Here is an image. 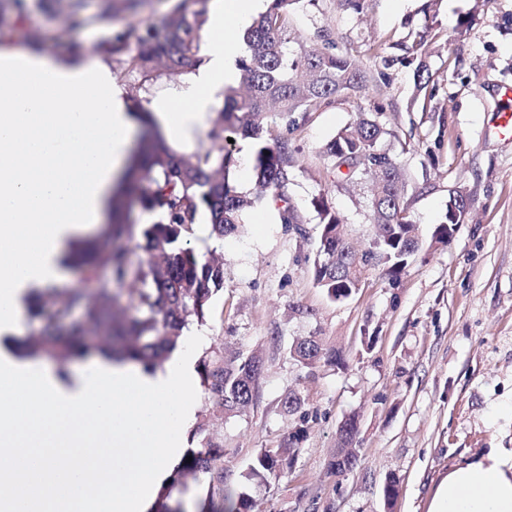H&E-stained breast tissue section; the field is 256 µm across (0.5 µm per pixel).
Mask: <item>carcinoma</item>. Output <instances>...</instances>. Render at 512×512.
Returning a JSON list of instances; mask_svg holds the SVG:
<instances>
[{
	"instance_id": "carcinoma-1",
	"label": "carcinoma",
	"mask_w": 512,
	"mask_h": 512,
	"mask_svg": "<svg viewBox=\"0 0 512 512\" xmlns=\"http://www.w3.org/2000/svg\"><path fill=\"white\" fill-rule=\"evenodd\" d=\"M300 0H271L267 10L248 27L243 40L246 54L238 61L240 86L224 90V105L211 120L207 149L188 157L177 156L151 118L141 116L144 135L132 164L120 181L108 224L98 237L79 241L66 260L77 263L83 281L96 288H48L36 294L30 307L34 317L50 306L52 315L66 317L74 309L82 322L66 337L37 351H50L65 361L96 349L104 356L154 364L169 357L178 339L193 321H202L213 293L224 288V262L213 252L192 245L191 236L205 215L211 233L222 239L239 224L241 213L262 199L243 194L229 183L231 155L224 152V134H240L254 143L253 168L256 185L273 192V201L283 224L301 223L298 210L288 197V141L271 139L260 121L267 112L288 115L317 112L354 90H364L367 79L351 58L333 53L317 43L288 49V21ZM201 12L176 6L161 28L151 24L131 25L105 45V51L127 56L131 70L150 74L163 71L179 75L193 63L199 40ZM388 134L379 124L362 118L350 124L325 145L336 172L347 180L373 171L371 203L372 238L376 249L353 250L345 224L324 198L313 206L321 224L314 279L334 300L349 296L353 285L364 281L370 268L399 273L421 247L413 234V220L404 203L405 182L397 160L378 150ZM136 198L153 215L148 224L126 223V201ZM471 202L463 189L453 192L436 241H448V225L465 223ZM136 301L129 314L114 308L121 295ZM293 354L309 364L324 359L340 361L339 352L329 353L314 338L298 341ZM259 375V361L235 359L208 370L204 384L229 410L247 405ZM358 434L355 419L339 429L337 450L344 455L340 475L357 462ZM189 463H182L177 476L159 499L156 512H182L170 500L185 489L186 479L210 468L212 458L189 450ZM280 469L269 452H260L250 464L246 479L251 485L267 482Z\"/></svg>"
}]
</instances>
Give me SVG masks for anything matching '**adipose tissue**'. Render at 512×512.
Here are the masks:
<instances>
[{
    "mask_svg": "<svg viewBox=\"0 0 512 512\" xmlns=\"http://www.w3.org/2000/svg\"><path fill=\"white\" fill-rule=\"evenodd\" d=\"M259 0H210L206 59L149 110L170 139L193 140L213 94L237 72V30ZM136 120L94 55L49 58L0 45V334H18L31 288L64 277L70 242L99 223L122 176ZM202 335L163 368L99 358L68 375L0 352V512H150L197 413ZM71 462L58 468V449ZM56 486L54 499L42 496ZM429 512H512V464L491 452L449 471Z\"/></svg>",
    "mask_w": 512,
    "mask_h": 512,
    "instance_id": "obj_1",
    "label": "adipose tissue"
}]
</instances>
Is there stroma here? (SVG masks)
Masks as SVG:
<instances>
[{
	"label": "stroma",
	"mask_w": 512,
	"mask_h": 512,
	"mask_svg": "<svg viewBox=\"0 0 512 512\" xmlns=\"http://www.w3.org/2000/svg\"><path fill=\"white\" fill-rule=\"evenodd\" d=\"M0 0V43L36 47L51 57H102L129 106L176 96L184 77L131 71L104 45L129 24L161 25L178 0ZM424 36L420 58L397 44ZM331 39L369 76L366 90L317 112L263 123L293 152L288 195L302 216L284 224L273 200L245 210L236 234L195 238L224 255V287L202 322L206 342L195 369L257 357L261 373L249 405L228 412L198 386L196 422L186 447L212 450L208 471L188 479L187 512L223 505L249 490L253 512H428L438 483L467 460L512 455V137L497 131L494 85H512V0H300L290 38ZM425 62L426 89L415 70ZM387 131L380 147L407 176L404 203L422 249L394 276L370 270L359 290L332 300L315 281L320 226L312 205L322 197L365 246L372 226L368 179L343 180L324 147L359 117ZM471 200L466 223L447 243L432 240L452 189ZM315 337L340 351L336 367L303 364L292 348ZM300 396V410L284 402ZM358 425L360 458L343 475L331 471L337 430ZM307 433L281 477L247 489L255 456L299 427ZM399 494L386 504L383 488Z\"/></svg>",
	"instance_id": "35a3bbf8"
}]
</instances>
